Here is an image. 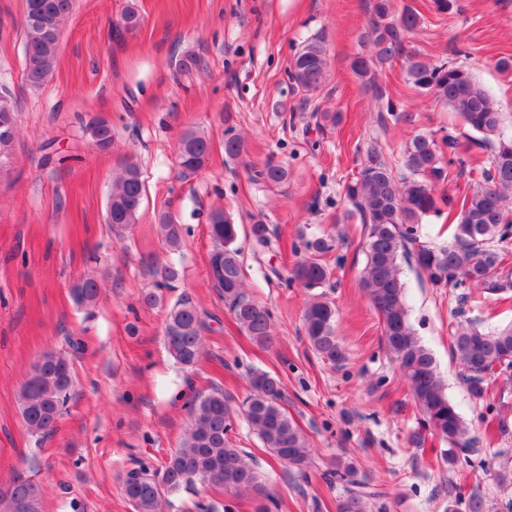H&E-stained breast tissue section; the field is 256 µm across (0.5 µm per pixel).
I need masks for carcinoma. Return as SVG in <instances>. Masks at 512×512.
I'll return each instance as SVG.
<instances>
[{
  "label": "carcinoma",
  "mask_w": 512,
  "mask_h": 512,
  "mask_svg": "<svg viewBox=\"0 0 512 512\" xmlns=\"http://www.w3.org/2000/svg\"><path fill=\"white\" fill-rule=\"evenodd\" d=\"M24 74L34 87L42 86L58 68V47L63 24L73 0H24ZM369 34L375 54L352 62L354 73L372 81V65L407 57V75L418 94H431L459 114L472 132L471 143L489 151L476 169L471 190L450 196L440 186L448 183L454 168L464 171L462 144L448 132L437 139L418 134L406 143L403 173L395 175L380 149L370 147L358 175L344 185V196L365 227L366 265L361 286L382 323V343L407 380L422 426L448 443V464L471 462L481 454V438L468 425L448 396L431 352L416 336L406 302L402 264L435 288H474L484 293L512 290V132L503 125L497 101L462 67L443 62L429 64L407 51L406 36L420 24L422 14L413 9L394 16L393 0H372ZM290 78L306 92L322 87L328 76L323 46L304 45L295 55ZM101 152L112 149L114 131L106 120L86 126ZM212 142L205 133L185 131L178 143L179 176L188 179L208 164ZM266 183L287 181L288 170L275 163L256 172ZM145 182L138 163L128 160L112 181L107 203V223L120 232L139 220ZM448 213V242L425 240L419 224L424 218ZM209 236L214 247L208 273L224 308L246 336L263 348L274 345L267 307L249 296L244 286L241 251L236 246L238 225L215 210L209 215ZM157 232L170 252L180 249L182 225L168 212L158 217ZM255 251L271 247L266 225L251 227ZM331 248L327 239L306 245L307 255L296 265L292 279L307 289L322 287L330 276L323 256ZM156 287L171 288L179 280L176 264L155 269ZM100 294L97 279L88 276L72 288V299L81 309L93 307ZM209 328L203 313L188 298L169 309L164 345L185 368L194 367L203 355L204 333ZM303 330L314 353L336 364L344 359L336 336V308L322 295L306 303ZM452 353L462 370L470 399L489 404L497 377L512 369V327L485 331L476 323H459L453 333ZM250 393L239 405L224 389L197 393L188 402L189 425L181 445L155 472L141 464L127 471L121 490L134 512H165V496L200 482L211 490L223 489L246 496L254 512H270L275 504L268 480L248 460L232 436L237 417H243L260 438L265 450L290 475L306 476L311 464L308 438L288 414L281 379L267 371L253 370ZM73 386V364L62 354L47 352L33 365L17 394L18 411L26 431L43 440L54 435L64 416ZM329 476L346 483L336 512H369L371 501L382 495L364 474L336 464ZM44 492L35 482L15 476L0 487V512H43Z\"/></svg>",
  "instance_id": "carcinoma-1"
}]
</instances>
